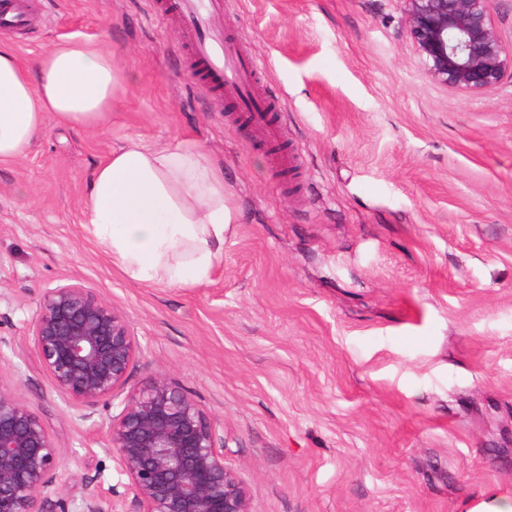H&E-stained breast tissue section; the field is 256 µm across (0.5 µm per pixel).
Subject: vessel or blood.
<instances>
[{
	"instance_id": "1",
	"label": "vessel or blood",
	"mask_w": 512,
	"mask_h": 512,
	"mask_svg": "<svg viewBox=\"0 0 512 512\" xmlns=\"http://www.w3.org/2000/svg\"><path fill=\"white\" fill-rule=\"evenodd\" d=\"M164 12L181 30L203 89L226 91L247 112L255 139H274L276 127L269 114L273 107L255 85L254 64L228 52L224 32V0H165ZM38 21L30 0H0V29L24 33Z\"/></svg>"
}]
</instances>
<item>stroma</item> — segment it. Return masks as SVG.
<instances>
[{"instance_id": "1", "label": "stroma", "mask_w": 512, "mask_h": 512, "mask_svg": "<svg viewBox=\"0 0 512 512\" xmlns=\"http://www.w3.org/2000/svg\"><path fill=\"white\" fill-rule=\"evenodd\" d=\"M162 0H36L0 33L26 64L75 37L128 76L104 128L46 115L0 165V385L68 455L53 512L128 478L43 371L32 325L79 283L158 374L209 413L249 512H475L512 502V84L463 96L427 77L399 0H224L234 48L278 102L281 152L201 89ZM201 143L238 212L209 283L128 279L84 227L93 168L127 139Z\"/></svg>"}]
</instances>
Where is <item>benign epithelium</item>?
I'll use <instances>...</instances> for the list:
<instances>
[{
  "label": "benign epithelium",
  "instance_id": "obj_1",
  "mask_svg": "<svg viewBox=\"0 0 512 512\" xmlns=\"http://www.w3.org/2000/svg\"><path fill=\"white\" fill-rule=\"evenodd\" d=\"M404 32L430 80L483 95L512 81L492 0H399ZM52 385L84 408L121 400L109 435L138 512H249L244 482L224 465L208 413L166 375L125 390L137 343L125 318L78 283L48 290L32 329ZM64 451L43 421L0 385V512H52Z\"/></svg>",
  "mask_w": 512,
  "mask_h": 512
}]
</instances>
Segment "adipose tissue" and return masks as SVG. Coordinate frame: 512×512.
I'll list each match as a JSON object with an SVG mask.
<instances>
[{
	"instance_id": "adipose-tissue-1",
	"label": "adipose tissue",
	"mask_w": 512,
	"mask_h": 512,
	"mask_svg": "<svg viewBox=\"0 0 512 512\" xmlns=\"http://www.w3.org/2000/svg\"><path fill=\"white\" fill-rule=\"evenodd\" d=\"M126 79L111 50L86 40L58 41L30 67L0 44V164L25 155L46 114L63 126L106 125ZM237 222L222 171L192 142L157 148L131 139L91 174L85 225L137 283H207Z\"/></svg>"
}]
</instances>
